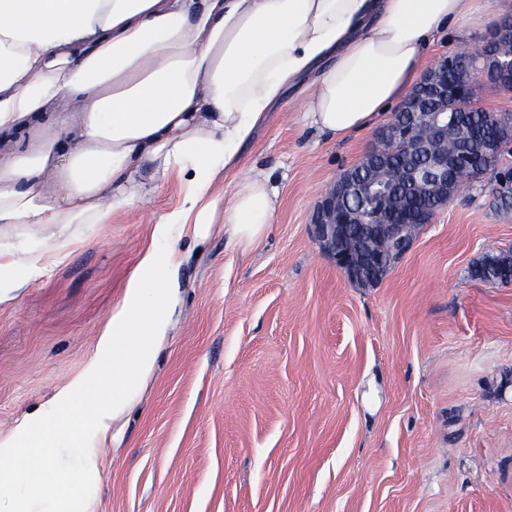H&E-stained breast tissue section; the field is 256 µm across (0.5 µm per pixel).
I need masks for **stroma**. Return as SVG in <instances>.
<instances>
[{
	"label": "stroma",
	"mask_w": 512,
	"mask_h": 512,
	"mask_svg": "<svg viewBox=\"0 0 512 512\" xmlns=\"http://www.w3.org/2000/svg\"><path fill=\"white\" fill-rule=\"evenodd\" d=\"M297 106L284 94L239 153L279 187L265 238L173 241L182 303L90 512H512V285L471 276L512 251L493 173L358 285L311 219L374 133L318 134ZM179 199L172 178L111 223L57 228V260L0 303L1 437L82 370Z\"/></svg>",
	"instance_id": "obj_1"
}]
</instances>
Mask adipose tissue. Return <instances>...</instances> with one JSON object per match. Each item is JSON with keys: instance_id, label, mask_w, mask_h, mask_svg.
I'll list each match as a JSON object with an SVG mask.
<instances>
[{"instance_id": "adipose-tissue-1", "label": "adipose tissue", "mask_w": 512, "mask_h": 512, "mask_svg": "<svg viewBox=\"0 0 512 512\" xmlns=\"http://www.w3.org/2000/svg\"><path fill=\"white\" fill-rule=\"evenodd\" d=\"M473 2L0 0V241L21 226L102 224L170 177L182 186L83 371L0 440V512H88L101 444L179 303L171 238L205 240L220 217L248 248L269 229L277 187L234 164L285 90L306 84L305 127L363 130L409 94L436 36L495 19L494 0L479 13ZM227 173L224 200L211 189Z\"/></svg>"}]
</instances>
